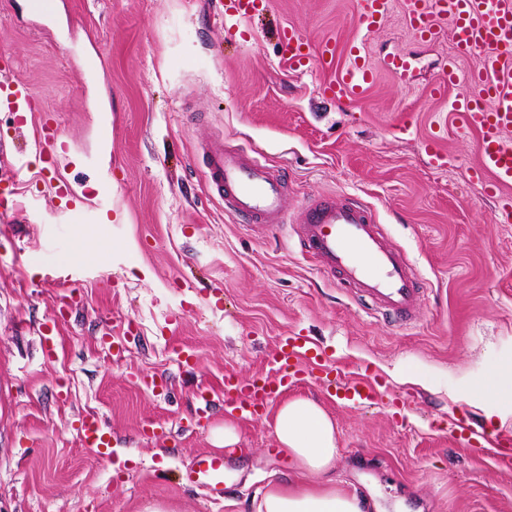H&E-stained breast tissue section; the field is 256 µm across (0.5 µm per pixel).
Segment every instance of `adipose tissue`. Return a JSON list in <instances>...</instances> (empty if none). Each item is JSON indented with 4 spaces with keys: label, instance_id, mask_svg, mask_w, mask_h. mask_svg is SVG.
<instances>
[{
    "label": "adipose tissue",
    "instance_id": "ef3b65f1",
    "mask_svg": "<svg viewBox=\"0 0 512 512\" xmlns=\"http://www.w3.org/2000/svg\"><path fill=\"white\" fill-rule=\"evenodd\" d=\"M467 393L491 403L496 413L512 411V358L469 381ZM272 429L291 471L267 482L255 512H365L366 501L330 477L338 452L336 426L321 405L305 397L283 399L273 413Z\"/></svg>",
    "mask_w": 512,
    "mask_h": 512
}]
</instances>
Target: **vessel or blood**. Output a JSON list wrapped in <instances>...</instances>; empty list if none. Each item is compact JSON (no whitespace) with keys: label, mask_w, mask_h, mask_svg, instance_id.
Segmentation results:
<instances>
[{"label":"vessel or blood","mask_w":512,"mask_h":512,"mask_svg":"<svg viewBox=\"0 0 512 512\" xmlns=\"http://www.w3.org/2000/svg\"><path fill=\"white\" fill-rule=\"evenodd\" d=\"M357 25L365 31L379 29L391 0H360ZM406 23L423 42L438 39L451 29L454 52L438 81L439 86L466 82L468 91L451 107L467 124L480 130L479 168L491 174L490 192L512 184V0H401ZM283 57L304 69L305 42L291 30L280 39ZM476 69L462 73L460 64L470 57ZM377 70L359 42H351L348 63L323 91L343 98L369 88ZM44 161L54 164L59 133L47 119L39 121ZM211 184L230 211L248 225L277 228L285 222L284 184L278 171L244 148L214 142L206 153ZM302 245L318 269L351 284L375 306L399 320L415 314L420 290L417 274L406 254L387 241L367 207L333 197L308 205L300 214ZM315 381L336 391L351 405L375 404L382 396L377 374L345 371L313 348L307 337L291 333L280 337L266 372L250 377H224V410L246 419L259 418L289 388ZM84 446L106 449L111 445L102 420L86 415L78 421ZM227 469L223 455L196 456L184 472L187 483L211 496H223Z\"/></svg>","instance_id":"1"}]
</instances>
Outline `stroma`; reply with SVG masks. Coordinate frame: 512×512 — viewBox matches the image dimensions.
Here are the masks:
<instances>
[{
    "label": "stroma",
    "instance_id": "stroma-1",
    "mask_svg": "<svg viewBox=\"0 0 512 512\" xmlns=\"http://www.w3.org/2000/svg\"><path fill=\"white\" fill-rule=\"evenodd\" d=\"M357 0H269L263 14L225 19L224 0H0V64L56 115L63 147L43 171L37 119L0 105V512H249L270 474L291 467L270 417L213 406L224 375L264 371L283 335L310 336L347 370L368 368L386 391L346 405L309 382L297 396L336 423V477L371 512H512V461L482 459L454 424L512 433V413L487 417L469 380L512 357V223L478 169L479 134L431 86L452 35L418 41L392 8L360 33ZM293 29L307 43L297 70L278 52ZM361 39L371 62L407 55L358 97L321 85ZM331 43L334 65L320 51ZM259 152L286 183V222L247 227L206 181L214 138ZM437 141L446 158L427 152ZM65 180L83 201L67 208ZM325 195L370 206L421 286L415 319L396 322L320 272L298 243L297 217ZM71 276L48 280L56 269ZM76 311L56 317L60 295ZM54 327L39 340L45 322ZM192 350L193 372L178 355ZM157 376L156 395L139 381ZM99 414L112 456L84 447L77 419ZM231 423L239 455L209 499L182 483L193 457ZM162 427L166 436L144 437Z\"/></svg>",
    "mask_w": 512,
    "mask_h": 512
}]
</instances>
